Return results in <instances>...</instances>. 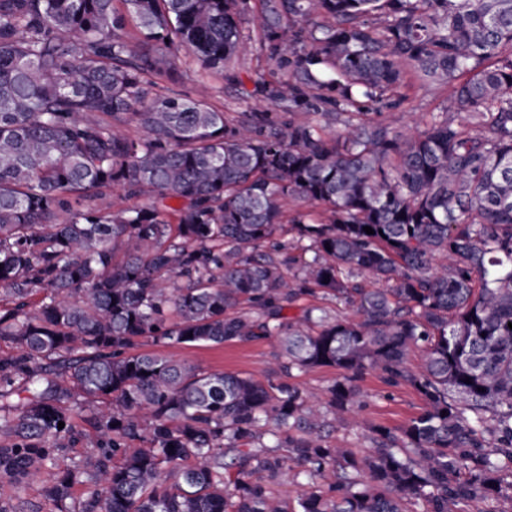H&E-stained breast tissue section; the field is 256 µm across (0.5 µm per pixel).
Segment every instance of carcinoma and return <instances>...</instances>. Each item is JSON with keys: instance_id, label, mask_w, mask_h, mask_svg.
Listing matches in <instances>:
<instances>
[{"instance_id": "1", "label": "carcinoma", "mask_w": 512, "mask_h": 512, "mask_svg": "<svg viewBox=\"0 0 512 512\" xmlns=\"http://www.w3.org/2000/svg\"><path fill=\"white\" fill-rule=\"evenodd\" d=\"M254 49L272 68L249 89L235 61ZM182 50L274 110L174 89ZM417 80L446 104L403 134L382 109ZM510 322L512 0H0L13 497L46 466L52 512L512 502ZM262 339L264 383L136 352ZM319 367L337 371L321 398L281 381ZM370 372L422 411L366 427ZM74 415L94 436L69 458ZM350 426L368 454L336 441ZM284 472L292 501L271 488Z\"/></svg>"}]
</instances>
